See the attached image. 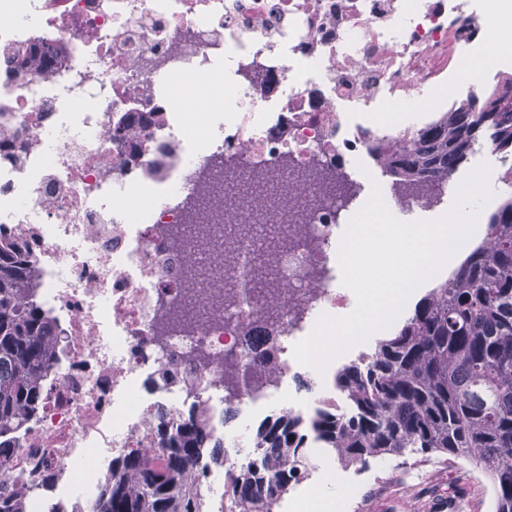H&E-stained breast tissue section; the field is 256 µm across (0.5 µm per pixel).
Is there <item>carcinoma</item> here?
<instances>
[{"label": "carcinoma", "instance_id": "1", "mask_svg": "<svg viewBox=\"0 0 512 512\" xmlns=\"http://www.w3.org/2000/svg\"><path fill=\"white\" fill-rule=\"evenodd\" d=\"M481 99L456 101L420 130L408 147L377 144L372 152L393 187L425 179L451 180L474 146L512 150V98L493 111ZM267 246L256 254L252 277L270 274ZM30 260L0 232V438L31 421L54 366L53 320L34 300ZM272 345L261 358L247 352L224 366L231 389L270 374ZM336 387L348 409L322 408L309 418L283 409L260 425L253 447L260 466L241 468L229 490V512H272L307 474L310 435L346 464H366L406 451L440 452L486 467L495 512H512V197L492 212L483 241L447 279L417 301L413 313L378 341L373 354L343 366ZM161 462L147 448L112 460V474L96 512H204L199 460L219 463L205 413L189 410L175 428L156 425Z\"/></svg>", "mask_w": 512, "mask_h": 512}]
</instances>
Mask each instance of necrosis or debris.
<instances>
[{
  "label": "necrosis or debris",
  "mask_w": 512,
  "mask_h": 512,
  "mask_svg": "<svg viewBox=\"0 0 512 512\" xmlns=\"http://www.w3.org/2000/svg\"><path fill=\"white\" fill-rule=\"evenodd\" d=\"M480 1L0 0V132L16 152L0 161V232L28 245L59 333L41 407L0 456L1 494L29 487L33 512H96L77 477L101 487L121 452L156 447L151 422L194 406L226 465L256 458L226 423L285 398L313 315L347 301L338 231L355 212L326 186L376 142L418 131L356 115L418 96L443 111L452 81L483 96L471 53L512 12ZM42 44L48 68L17 66L16 49ZM188 77L219 91L234 120H176ZM129 112L152 125L113 141ZM143 188L144 220L119 203ZM228 224H279L287 241L253 292L240 283L243 240L198 293L213 257L183 239ZM273 344L271 380L226 398L225 362Z\"/></svg>",
  "instance_id": "1"
}]
</instances>
